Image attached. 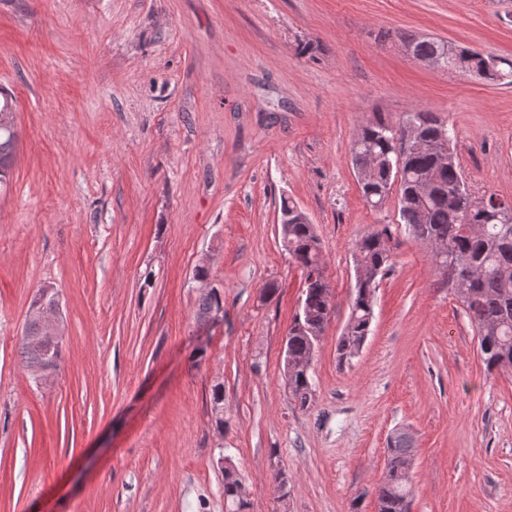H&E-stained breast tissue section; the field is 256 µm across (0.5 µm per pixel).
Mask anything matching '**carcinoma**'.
I'll return each mask as SVG.
<instances>
[{"label":"carcinoma","mask_w":512,"mask_h":512,"mask_svg":"<svg viewBox=\"0 0 512 512\" xmlns=\"http://www.w3.org/2000/svg\"><path fill=\"white\" fill-rule=\"evenodd\" d=\"M413 56L419 60L440 61L444 71L475 73L492 86L512 84V59L500 58L489 68L483 54L462 50L444 55L442 39L406 38ZM17 133L0 126V183L7 182L16 159ZM404 140L399 166L390 169L385 159L393 155L397 141ZM351 162L364 168L360 182L371 206L385 203L387 186L399 184V212L408 233L428 248L445 245L443 256L435 257L437 267L445 268L456 287L452 288L478 338L480 357L487 372L512 370V223H505L502 210L491 204L495 195L473 199L462 189L452 144L451 130L434 113L416 109L396 120L376 117L364 122L353 141ZM281 240L284 249L302 270L305 279L325 277L320 265L322 245L306 214L287 199L280 204ZM392 231L382 229L361 237L355 244L357 262L378 274L356 280L350 299V317L345 332L338 338L340 361L351 360L368 336L373 319L374 296L380 278L390 268ZM329 288H306L298 313L288 332V366L283 375L288 391L299 408L310 407L314 383L310 369L300 365L314 357L320 337L310 328L324 331L331 311L327 310ZM224 309V298L216 290L198 299L195 318L205 321ZM25 367L43 369L58 364L62 348L51 358L21 341ZM215 426L224 427V387L213 386L210 396ZM412 443L405 433L388 439L387 465L383 481L376 490L377 512H409L412 485L410 476L399 469L400 461L411 456ZM224 472V512H248L250 502L241 473L231 464Z\"/></svg>","instance_id":"1"}]
</instances>
